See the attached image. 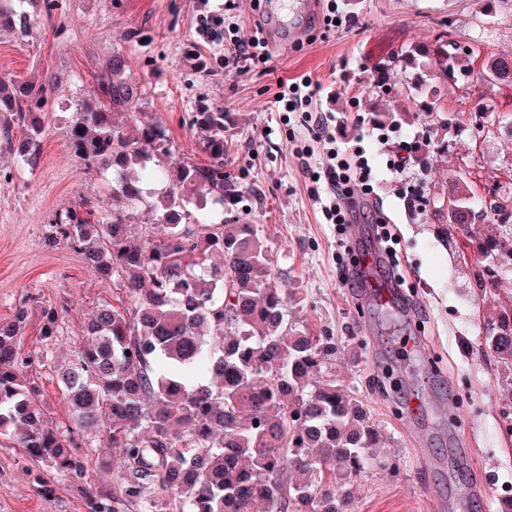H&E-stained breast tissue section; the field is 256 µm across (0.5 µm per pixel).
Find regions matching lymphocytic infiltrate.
I'll use <instances>...</instances> for the list:
<instances>
[{"label": "lymphocytic infiltrate", "mask_w": 512, "mask_h": 512, "mask_svg": "<svg viewBox=\"0 0 512 512\" xmlns=\"http://www.w3.org/2000/svg\"><path fill=\"white\" fill-rule=\"evenodd\" d=\"M232 49L224 58V67L231 73L246 72L251 64L266 60L270 38L264 27H257L247 36L233 35ZM275 102L278 111H305L315 131L321 152L304 148L296 153L303 173L314 183L312 199L325 223L348 230L354 224L383 223V202L374 189L377 170L362 145L361 138L340 141L336 138L334 113L317 107L321 92L318 83L309 77L279 80ZM360 184V194H353L351 184Z\"/></svg>", "instance_id": "f902f5d3"}]
</instances>
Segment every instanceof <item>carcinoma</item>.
Instances as JSON below:
<instances>
[{"instance_id": "1", "label": "carcinoma", "mask_w": 512, "mask_h": 512, "mask_svg": "<svg viewBox=\"0 0 512 512\" xmlns=\"http://www.w3.org/2000/svg\"><path fill=\"white\" fill-rule=\"evenodd\" d=\"M51 21V8L33 19L0 7V27L27 37ZM436 56L443 73L471 76L472 52L445 29L436 47L413 48L404 61ZM482 79L512 86V57L486 60ZM378 123L400 125L413 117L411 93ZM142 91L129 74L127 55L112 51L70 127V148L91 167L112 170V204L91 200L56 214L53 239L68 244L117 290L85 323L84 342L57 373L70 423L44 420L37 373L48 354L24 352L23 334L38 313L39 336H57L67 307L22 299L12 319L0 322V435L25 449L39 465L66 480L85 478L89 449L100 434L119 449L112 484L91 486L84 512H347L343 485L380 463L376 428L362 401L336 378V337L316 334L294 320L303 305L297 288L282 287L256 224L224 215L238 195L227 166L223 111L202 106L188 113L194 150L207 164L184 161L164 195L152 203L165 227L129 235L146 185L167 176L172 157L168 128L139 111ZM51 113L47 90L0 75V124L23 130L8 149L28 165ZM478 127H507L512 118L481 112ZM484 204L460 178L441 191L432 218L469 232L478 220L512 224V181L485 183ZM215 208L187 210L194 195ZM192 217L190 223L183 219ZM483 265L479 288L493 298L512 293V235L472 244ZM222 257L218 266L214 255ZM484 343L512 369V310L486 323Z\"/></svg>"}]
</instances>
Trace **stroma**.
Wrapping results in <instances>:
<instances>
[{"instance_id": "stroma-1", "label": "stroma", "mask_w": 512, "mask_h": 512, "mask_svg": "<svg viewBox=\"0 0 512 512\" xmlns=\"http://www.w3.org/2000/svg\"><path fill=\"white\" fill-rule=\"evenodd\" d=\"M55 2L51 26L31 36L0 29V74L36 87L56 82L37 164L18 163L0 143V320H10L27 295L67 302L65 324L49 350L56 365L81 344L85 320L114 296L111 282L47 237L57 213L88 200L104 209L111 204V173L86 168L74 156L69 128L111 52H128L144 92L141 109L168 127L173 162L202 160L184 123L198 102L233 119L227 170L240 198L224 210L263 226L281 283L302 289L304 315L336 336V376L358 394L380 434L384 463L350 485L352 512H501L498 489L512 486V441L502 422L512 399L502 386L508 371L481 344L486 311L476 298L470 241L433 223L424 201L462 175L483 186V169L512 179V141L500 135L452 128L447 150L429 144L447 113L486 106L512 115V86L477 77L456 81L426 57L396 65L392 82L413 88L420 107L400 132L423 146L429 163L424 171L412 162L403 174H380L402 279L389 306L374 301L370 289L342 286V276L372 249L370 227L352 234L351 251L338 245L336 227L323 223L293 154L313 133L303 113L276 112L275 94L278 79L310 76L332 90L320 106L336 113L342 135L363 136L367 151L384 152L370 120L394 101L375 86L381 67L394 53L433 45L445 28L476 48L473 69L488 55H512V0H345L348 22L333 27L301 16L306 34L295 44L287 43V29H274L268 61L239 76L225 73L222 48L199 38L198 0ZM136 32L143 42H131ZM432 101L439 104L433 111ZM41 481L52 495L38 492ZM89 482L111 484L112 472L93 463L86 482L64 481L0 437V512H82Z\"/></svg>"}]
</instances>
